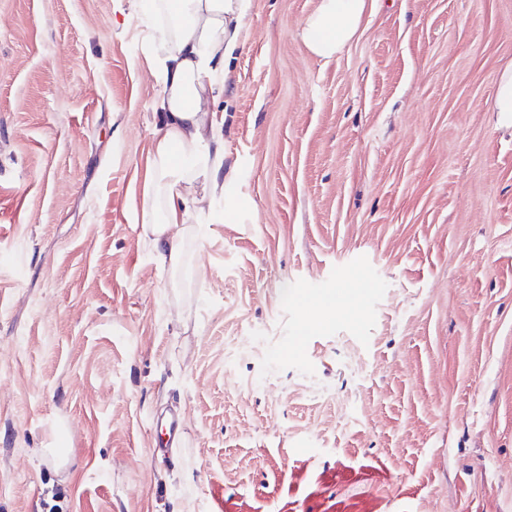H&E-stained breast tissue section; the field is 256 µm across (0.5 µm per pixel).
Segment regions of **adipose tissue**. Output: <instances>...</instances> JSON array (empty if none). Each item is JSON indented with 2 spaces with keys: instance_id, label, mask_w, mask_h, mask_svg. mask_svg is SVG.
Here are the masks:
<instances>
[{
  "instance_id": "obj_1",
  "label": "adipose tissue",
  "mask_w": 512,
  "mask_h": 512,
  "mask_svg": "<svg viewBox=\"0 0 512 512\" xmlns=\"http://www.w3.org/2000/svg\"><path fill=\"white\" fill-rule=\"evenodd\" d=\"M254 0H153L150 69L160 85V130L148 154L141 234L172 274L182 244L203 217V201L223 196L230 176L212 103L223 97L230 62L251 37ZM368 0H318L301 22L305 48L329 59L357 35Z\"/></svg>"
}]
</instances>
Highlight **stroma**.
Returning a JSON list of instances; mask_svg holds the SVG:
<instances>
[{
    "mask_svg": "<svg viewBox=\"0 0 512 512\" xmlns=\"http://www.w3.org/2000/svg\"><path fill=\"white\" fill-rule=\"evenodd\" d=\"M315 4L254 0L176 288L142 0H0V512H512V0H377L328 62ZM493 112L500 125L512 127V65H507L495 82Z\"/></svg>",
    "mask_w": 512,
    "mask_h": 512,
    "instance_id": "stroma-1",
    "label": "stroma"
}]
</instances>
